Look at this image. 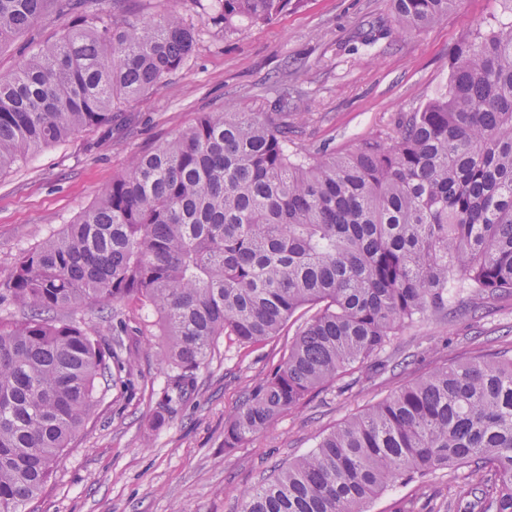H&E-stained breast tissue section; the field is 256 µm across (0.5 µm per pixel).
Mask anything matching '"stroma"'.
I'll list each match as a JSON object with an SVG mask.
<instances>
[{
	"label": "stroma",
	"mask_w": 512,
	"mask_h": 512,
	"mask_svg": "<svg viewBox=\"0 0 512 512\" xmlns=\"http://www.w3.org/2000/svg\"><path fill=\"white\" fill-rule=\"evenodd\" d=\"M123 7L140 19L180 12L197 31L194 47L181 69L126 107L122 122L83 130L0 172V279L24 250L90 207L135 154L164 144L201 113L227 105L270 112L286 85L290 153L348 152L369 136L391 133L402 114L444 92L455 49L500 10L498 0H461L417 34L366 45L361 33L394 27L392 0H297L273 23L231 34L208 25L197 0H124ZM65 23L48 13L1 50L0 75L12 73L32 46L53 40ZM455 302L453 318L429 316L398 337L385 371L351 375L342 394L332 384L320 388L236 448L224 445L227 422L245 394L283 362L308 310L255 346L220 337L195 390L178 400L159 355L155 317L123 305L132 327L122 340L125 382L101 385L99 405L27 512H237L246 490L390 390L512 346L511 297L484 299L474 316L466 296ZM456 492L444 477L423 490L397 485L370 512H427L430 501L454 500Z\"/></svg>",
	"instance_id": "35a3bbf8"
}]
</instances>
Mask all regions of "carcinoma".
Instances as JSON below:
<instances>
[{"label": "carcinoma", "mask_w": 512, "mask_h": 512, "mask_svg": "<svg viewBox=\"0 0 512 512\" xmlns=\"http://www.w3.org/2000/svg\"><path fill=\"white\" fill-rule=\"evenodd\" d=\"M291 0H214L208 23L232 33L273 22ZM459 0H393L416 33ZM455 51L448 87L352 152L288 153V113L204 112L132 157L96 202L24 251L0 281V512H26L98 403L122 382L125 303L150 308L162 361L188 394L215 343L255 345L304 308L288 355L224 432L236 448L315 389L342 393L352 368H387L396 336L453 297L512 295V0ZM50 11L55 39L0 76V171L115 113L185 63L195 29L170 12L138 20L98 0H0V49ZM110 309L115 346L59 315ZM455 505L512 512V356L433 370L322 436L247 491L239 512H367L395 485L442 473Z\"/></svg>", "instance_id": "cac0c4a2"}]
</instances>
